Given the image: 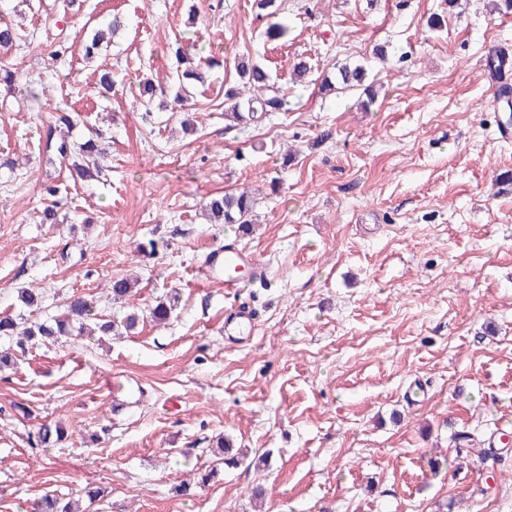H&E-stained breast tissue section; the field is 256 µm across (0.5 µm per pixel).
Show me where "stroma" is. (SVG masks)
<instances>
[{
	"instance_id": "obj_1",
	"label": "stroma",
	"mask_w": 512,
	"mask_h": 512,
	"mask_svg": "<svg viewBox=\"0 0 512 512\" xmlns=\"http://www.w3.org/2000/svg\"><path fill=\"white\" fill-rule=\"evenodd\" d=\"M216 1L0 0L25 35L0 54L19 73L0 103V316L56 317L74 293L102 318L140 315L103 345L71 336L0 370V512L87 486L96 512H512V182L499 179L512 142L486 77L495 47L512 48V7L282 0L288 35L269 42L253 0ZM434 13L443 30L427 27ZM177 43L224 59L180 102ZM242 55L288 93L287 112L246 128L224 120ZM345 64L367 68L371 107L360 90H321ZM106 71L122 81L103 92ZM145 77L167 110L137 104ZM58 107L74 143L102 135L90 177L70 179L46 139ZM47 183L60 188L54 226L40 221ZM242 187L261 194L252 229L208 223L209 199ZM228 236L267 268L240 296L257 317L240 342L224 333L223 284L199 274ZM121 277L136 282L126 300L107 289ZM22 287L40 289V307ZM172 295L155 326L149 308ZM115 377L145 389L120 414ZM45 425L68 431L64 446L38 442ZM461 429L476 439L465 457ZM221 437L250 463L214 457Z\"/></svg>"
}]
</instances>
